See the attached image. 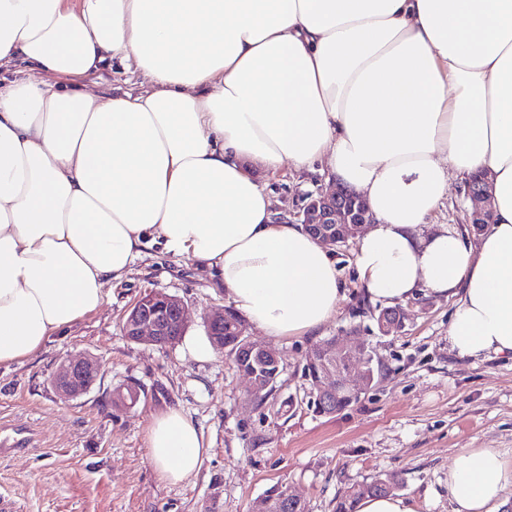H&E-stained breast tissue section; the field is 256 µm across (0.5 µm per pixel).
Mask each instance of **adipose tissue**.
I'll return each mask as SVG.
<instances>
[{"mask_svg":"<svg viewBox=\"0 0 512 512\" xmlns=\"http://www.w3.org/2000/svg\"><path fill=\"white\" fill-rule=\"evenodd\" d=\"M116 57L146 89L86 88ZM286 162L366 198L367 298L451 299L458 355L512 357V0H0V367L96 312L152 244L265 336L315 333L344 290L303 225L273 221L252 171ZM452 171L491 179L475 247L429 222ZM147 448L174 484L207 454L172 408ZM510 489L494 448L448 469L453 512H501Z\"/></svg>","mask_w":512,"mask_h":512,"instance_id":"ef3b65f1","label":"adipose tissue"}]
</instances>
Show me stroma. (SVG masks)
<instances>
[{"label": "stroma", "mask_w": 512, "mask_h": 512, "mask_svg": "<svg viewBox=\"0 0 512 512\" xmlns=\"http://www.w3.org/2000/svg\"><path fill=\"white\" fill-rule=\"evenodd\" d=\"M276 214L294 218L308 195L328 189L324 176L283 165L258 173ZM466 181L450 175L448 194L430 218L475 245ZM355 241L332 249L345 288L317 335L274 340L250 334L280 355V374L264 401L225 354L194 359L207 342L204 312L227 307L214 278L162 246L148 248L131 272L106 286L96 312L11 368L0 369V436L25 439L24 451L0 456V495L15 512H251L274 485L288 486L305 512H333L354 486L398 475L399 495L416 512H452L448 468L463 448L512 450V358L457 355L448 342L453 301L416 293L400 302L405 324L385 335L382 302L364 298L354 266ZM185 304L189 322L174 345L128 340L122 325L145 294ZM335 339L361 343L380 376L375 386L332 416L310 407L305 366L311 350ZM90 354L101 375L80 397L63 400L49 383L60 360ZM136 385V404L114 394ZM181 410L209 448L196 478L159 480L146 448L154 415Z\"/></svg>", "instance_id": "35a3bbf8"}]
</instances>
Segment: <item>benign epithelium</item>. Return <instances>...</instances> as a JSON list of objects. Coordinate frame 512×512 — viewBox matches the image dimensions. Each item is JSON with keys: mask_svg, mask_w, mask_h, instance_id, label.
<instances>
[{"mask_svg": "<svg viewBox=\"0 0 512 512\" xmlns=\"http://www.w3.org/2000/svg\"><path fill=\"white\" fill-rule=\"evenodd\" d=\"M466 195L473 204L469 223L478 228L493 220L491 184L484 172L475 180L466 182ZM297 223L318 242L339 247L353 238L365 225L374 223L373 215L363 196L344 187L335 186L329 192L307 197V202L297 214ZM404 316L400 309L389 308L380 312L379 329L384 335L401 331ZM238 326L234 341L224 343V322ZM188 322L181 299L176 296L151 292L141 297L130 309L122 325L124 336L138 343L158 347L168 346L174 332H183ZM209 339L219 352L229 355L238 372L245 377L252 392L268 387L266 374L280 369L276 351L260 345L247 334L245 321L232 309H217L205 315ZM364 360L357 367L354 361ZM372 356L361 344L347 346L331 341L310 355L306 367L313 389L312 406L320 415L335 414L339 400H354L374 386ZM101 372L99 361L91 355L67 356L50 379L53 389L65 399L77 398L95 384ZM304 512L301 499L290 489L282 495L269 493L263 496L254 512Z\"/></svg>", "mask_w": 512, "mask_h": 512, "instance_id": "7a95c632", "label": "benign epithelium"}]
</instances>
